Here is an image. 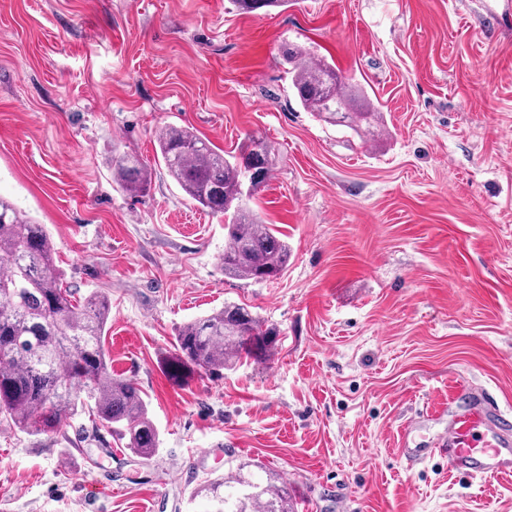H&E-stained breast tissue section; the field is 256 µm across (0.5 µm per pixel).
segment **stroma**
Listing matches in <instances>:
<instances>
[{"label": "stroma", "instance_id": "obj_1", "mask_svg": "<svg viewBox=\"0 0 512 512\" xmlns=\"http://www.w3.org/2000/svg\"><path fill=\"white\" fill-rule=\"evenodd\" d=\"M502 0H0V196L46 225L66 285L112 303L105 347L160 438L147 460L88 415L0 425V512H205L194 491L242 462L296 512H512V477L430 455L457 414L512 415V30ZM378 101L364 142L295 99L285 42ZM185 126L225 154L278 150L250 206L291 258L225 277L224 220L157 157ZM147 166L126 195L112 156ZM244 303L275 354L172 372L182 324ZM414 449L407 462L401 447Z\"/></svg>", "mask_w": 512, "mask_h": 512}]
</instances>
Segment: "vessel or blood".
Masks as SVG:
<instances>
[{
    "mask_svg": "<svg viewBox=\"0 0 512 512\" xmlns=\"http://www.w3.org/2000/svg\"><path fill=\"white\" fill-rule=\"evenodd\" d=\"M511 425L503 415L492 421L479 411L466 413L454 419L437 450L447 455L449 469L481 477L510 476L512 439L503 430Z\"/></svg>",
    "mask_w": 512,
    "mask_h": 512,
    "instance_id": "1",
    "label": "vessel or blood"
}]
</instances>
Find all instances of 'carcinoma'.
Listing matches in <instances>:
<instances>
[{
    "mask_svg": "<svg viewBox=\"0 0 512 512\" xmlns=\"http://www.w3.org/2000/svg\"><path fill=\"white\" fill-rule=\"evenodd\" d=\"M287 2L232 0L242 13ZM281 56L291 89L306 111L363 140L382 134L378 106L347 86L334 63L296 43L282 46ZM157 144L181 191L224 218V275L255 282L278 279L288 265V243L248 205L274 170L275 146L252 134L237 154L226 157L207 139L177 125L162 127ZM112 182L139 196L150 176L138 157L123 154L112 158ZM54 253L46 226L1 196L0 421L21 432L48 434L86 411L95 427L111 430L147 459L159 447V432L138 383L112 374L104 340L109 300L100 292L75 297L64 286ZM279 335L249 308L226 303L183 324L175 342L185 362L216 373L235 367L244 356L268 359ZM197 494L207 499V512H294L280 477L269 472L265 481H257L247 463L221 481L205 482Z\"/></svg>",
    "mask_w": 512,
    "mask_h": 512,
    "instance_id": "carcinoma-1",
    "label": "carcinoma"
}]
</instances>
